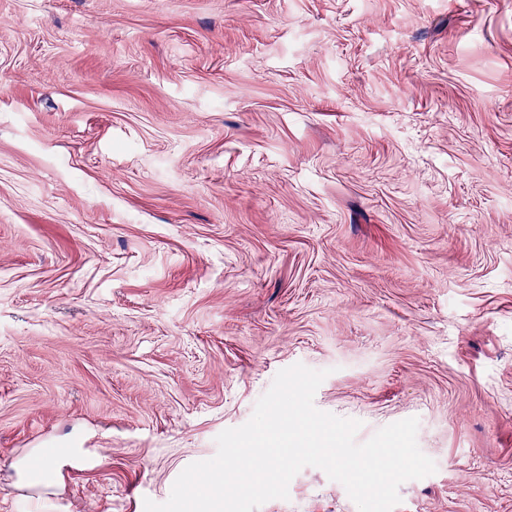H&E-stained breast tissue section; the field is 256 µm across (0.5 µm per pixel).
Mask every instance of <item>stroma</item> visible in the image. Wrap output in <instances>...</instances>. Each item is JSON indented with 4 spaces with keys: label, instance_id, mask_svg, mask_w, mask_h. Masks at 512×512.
Returning <instances> with one entry per match:
<instances>
[{
    "label": "stroma",
    "instance_id": "stroma-1",
    "mask_svg": "<svg viewBox=\"0 0 512 512\" xmlns=\"http://www.w3.org/2000/svg\"><path fill=\"white\" fill-rule=\"evenodd\" d=\"M297 363L418 418L393 512H512V0H0V512L167 501ZM76 462V457L70 454V448H53L51 452L44 454L40 465L35 469L36 472H31L30 479L36 484H53L62 468Z\"/></svg>",
    "mask_w": 512,
    "mask_h": 512
}]
</instances>
